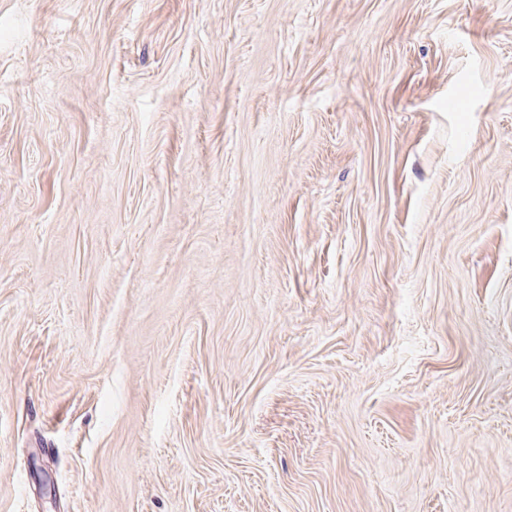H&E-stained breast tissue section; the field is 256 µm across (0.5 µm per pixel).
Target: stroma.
Segmentation results:
<instances>
[{
	"mask_svg": "<svg viewBox=\"0 0 512 512\" xmlns=\"http://www.w3.org/2000/svg\"><path fill=\"white\" fill-rule=\"evenodd\" d=\"M0 512H512V0H0Z\"/></svg>",
	"mask_w": 512,
	"mask_h": 512,
	"instance_id": "35a3bbf8",
	"label": "stroma"
}]
</instances>
